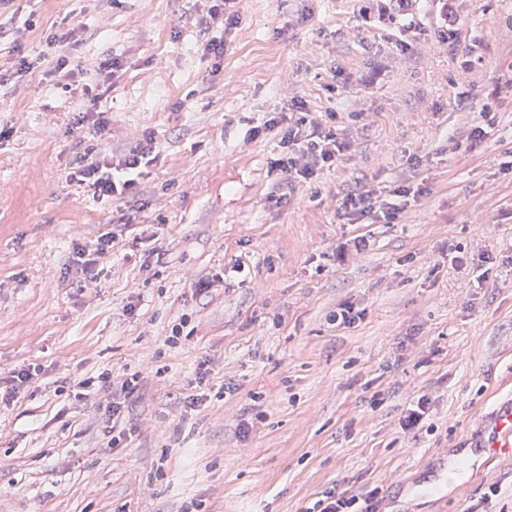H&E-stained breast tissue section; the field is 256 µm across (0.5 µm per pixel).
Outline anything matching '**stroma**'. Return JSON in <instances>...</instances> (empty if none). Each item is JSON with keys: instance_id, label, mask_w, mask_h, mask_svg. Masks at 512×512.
I'll return each instance as SVG.
<instances>
[{"instance_id": "35a3bbf8", "label": "stroma", "mask_w": 512, "mask_h": 512, "mask_svg": "<svg viewBox=\"0 0 512 512\" xmlns=\"http://www.w3.org/2000/svg\"><path fill=\"white\" fill-rule=\"evenodd\" d=\"M234 8L218 71L204 0L0 8V66L35 63L0 87V390L15 392L0 405V512H305L334 484L381 488V512H512V458L440 485L512 399V0ZM66 25L57 72L45 38ZM112 55L123 72L104 86ZM295 100L335 113L350 149L282 201L281 135L262 125ZM486 103L496 121L472 151ZM148 133L160 158L136 195L67 181L88 149L117 159ZM400 184L424 194L395 223L342 218L347 190ZM108 233L83 271L76 249ZM358 235L366 250L340 255ZM344 304L354 325L330 320ZM135 372L112 448L99 376ZM422 396L427 417L403 431Z\"/></svg>"}]
</instances>
